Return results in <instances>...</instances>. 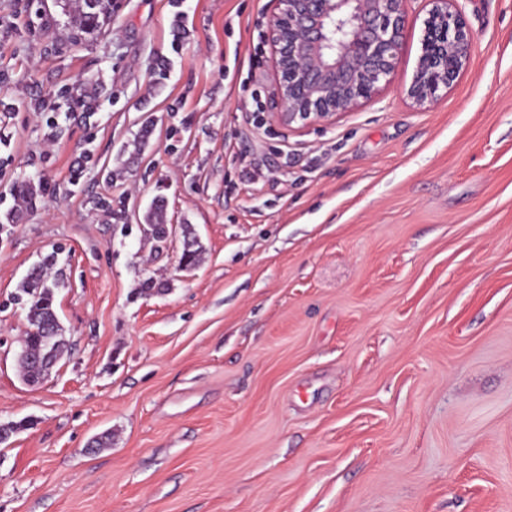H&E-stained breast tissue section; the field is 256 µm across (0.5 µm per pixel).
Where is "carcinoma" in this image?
<instances>
[{"label": "carcinoma", "instance_id": "cac0c4a2", "mask_svg": "<svg viewBox=\"0 0 512 512\" xmlns=\"http://www.w3.org/2000/svg\"><path fill=\"white\" fill-rule=\"evenodd\" d=\"M84 5L85 10L81 16L83 28H99L104 23V18L95 0H85ZM163 210V200L159 199L146 215L147 237L157 249L166 243ZM182 233L184 243L181 263L192 269L201 261V246L190 226H184ZM54 260V255L50 254L32 266L18 285L17 298L23 301L28 322V329L22 337L27 356L18 361V365L26 381L30 383L45 378L70 351L69 343L60 334L61 326L55 307L59 283L50 280L48 275V269Z\"/></svg>", "mask_w": 512, "mask_h": 512}]
</instances>
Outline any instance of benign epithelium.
<instances>
[{"instance_id": "benign-epithelium-1", "label": "benign epithelium", "mask_w": 512, "mask_h": 512, "mask_svg": "<svg viewBox=\"0 0 512 512\" xmlns=\"http://www.w3.org/2000/svg\"><path fill=\"white\" fill-rule=\"evenodd\" d=\"M407 0H276L265 33L274 76L271 121L334 124L384 90L399 59ZM422 54L408 89L433 103L459 77L475 35L458 0H429Z\"/></svg>"}]
</instances>
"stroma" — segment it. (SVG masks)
Segmentation results:
<instances>
[{"label": "stroma", "instance_id": "stroma-1", "mask_svg": "<svg viewBox=\"0 0 512 512\" xmlns=\"http://www.w3.org/2000/svg\"><path fill=\"white\" fill-rule=\"evenodd\" d=\"M458 6L437 102L407 0L388 87L288 128L256 111L275 0H120L84 36L73 0H0V512H512V0ZM158 195L192 270L145 237ZM52 252L71 351L30 386L13 297ZM422 54L408 89L417 103H433L459 77L475 35L456 6L458 0H429ZM182 233L184 237V243L183 251L181 254V263L188 269H192L198 266L201 261V246L198 239L192 232L190 226L185 225Z\"/></svg>", "mask_w": 512, "mask_h": 512}]
</instances>
